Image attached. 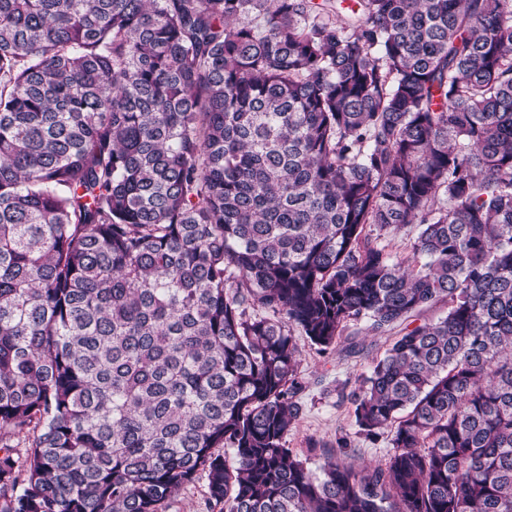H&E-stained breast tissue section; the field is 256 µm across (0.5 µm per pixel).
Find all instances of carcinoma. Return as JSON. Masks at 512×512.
<instances>
[{
	"mask_svg": "<svg viewBox=\"0 0 512 512\" xmlns=\"http://www.w3.org/2000/svg\"><path fill=\"white\" fill-rule=\"evenodd\" d=\"M361 321L401 327L349 395L390 450L317 473L295 335ZM200 479L512 512V0H0V512Z\"/></svg>",
	"mask_w": 512,
	"mask_h": 512,
	"instance_id": "carcinoma-1",
	"label": "carcinoma"
}]
</instances>
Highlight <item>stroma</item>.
Here are the masks:
<instances>
[{
  "instance_id": "35a3bbf8",
  "label": "stroma",
  "mask_w": 512,
  "mask_h": 512,
  "mask_svg": "<svg viewBox=\"0 0 512 512\" xmlns=\"http://www.w3.org/2000/svg\"><path fill=\"white\" fill-rule=\"evenodd\" d=\"M391 340V335L373 336L363 326L353 325L336 350L324 355L306 337H298L305 389L300 395L302 412L286 437L289 447L302 451L314 444L332 451L337 439L345 435L351 444L348 463L360 467L384 462L389 449L387 439L373 443L357 435L348 394L369 373L373 359L382 356Z\"/></svg>"
}]
</instances>
